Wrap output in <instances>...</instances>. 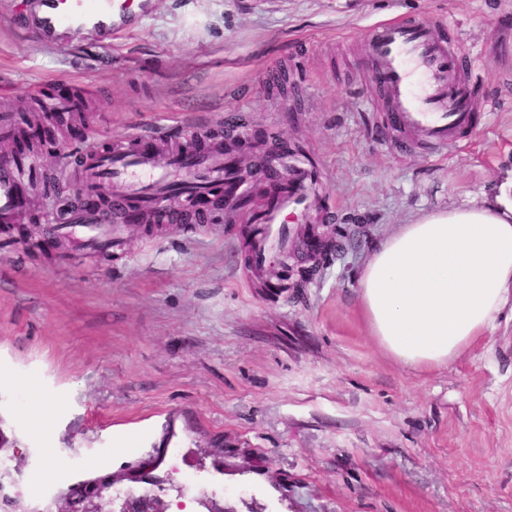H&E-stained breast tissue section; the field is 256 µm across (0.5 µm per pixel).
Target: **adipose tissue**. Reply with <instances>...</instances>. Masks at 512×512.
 Returning a JSON list of instances; mask_svg holds the SVG:
<instances>
[{"label":"adipose tissue","mask_w":512,"mask_h":512,"mask_svg":"<svg viewBox=\"0 0 512 512\" xmlns=\"http://www.w3.org/2000/svg\"><path fill=\"white\" fill-rule=\"evenodd\" d=\"M357 295L382 352L403 367L450 364L512 301V205L424 214L371 252Z\"/></svg>","instance_id":"1"}]
</instances>
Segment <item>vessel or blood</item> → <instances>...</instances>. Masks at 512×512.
I'll use <instances>...</instances> for the list:
<instances>
[{
    "instance_id": "1",
    "label": "vessel or blood",
    "mask_w": 512,
    "mask_h": 512,
    "mask_svg": "<svg viewBox=\"0 0 512 512\" xmlns=\"http://www.w3.org/2000/svg\"><path fill=\"white\" fill-rule=\"evenodd\" d=\"M152 8V0H37L28 22L45 44L87 30L108 39L139 24ZM369 53L372 81L387 99L392 127L418 134L438 150L457 143L471 127V96L461 78L471 60L459 46L442 39L438 25L415 20L377 24L370 31ZM140 141V136L131 135L116 149L87 152L79 180L88 195L105 194L110 207L105 211L84 207L65 219H49L51 233L75 235L87 245L100 232H111L133 204L156 211L162 222L189 224L194 220L191 202L197 196L227 189L236 201L249 197L250 186L225 161L222 143H215L203 156L190 152L170 156L161 166ZM35 168L32 159L0 154V223L25 219L18 188ZM285 183V190L275 193L253 216L251 258L258 273L265 271L274 255L292 247V226L311 205L314 181L304 162L292 165ZM175 191L181 202L166 210L163 201Z\"/></svg>"
}]
</instances>
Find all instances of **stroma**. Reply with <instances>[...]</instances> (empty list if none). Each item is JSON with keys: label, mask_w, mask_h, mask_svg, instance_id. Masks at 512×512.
<instances>
[{"label": "stroma", "mask_w": 512, "mask_h": 512, "mask_svg": "<svg viewBox=\"0 0 512 512\" xmlns=\"http://www.w3.org/2000/svg\"><path fill=\"white\" fill-rule=\"evenodd\" d=\"M34 7L0 0V113L37 121L78 95L41 153L58 184L87 147L158 124L176 144L230 115L261 148L300 143L320 173L298 249L269 273L296 278L316 239L342 249L272 297L245 260L246 210L126 226L108 259L0 224V418L28 458L26 498L162 446L155 485L133 490L168 512H512V310L454 363L412 371L376 345L356 281L398 225L512 198V0H153L112 39L53 46ZM401 17L446 20L476 59L465 148L385 128L369 33Z\"/></svg>", "instance_id": "stroma-1"}]
</instances>
